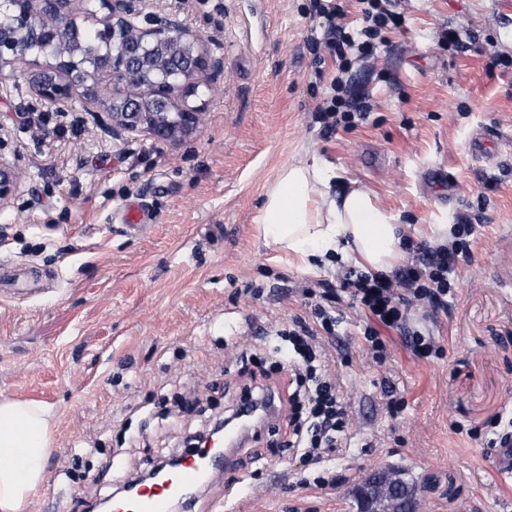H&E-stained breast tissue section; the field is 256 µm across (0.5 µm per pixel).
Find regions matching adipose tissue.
Returning <instances> with one entry per match:
<instances>
[{
  "instance_id": "1",
  "label": "adipose tissue",
  "mask_w": 512,
  "mask_h": 512,
  "mask_svg": "<svg viewBox=\"0 0 512 512\" xmlns=\"http://www.w3.org/2000/svg\"><path fill=\"white\" fill-rule=\"evenodd\" d=\"M334 179L330 166L316 157L282 167L264 189L259 236L307 265L336 255L367 271H389L405 254L396 216L376 202L371 189H338ZM53 428L49 405L0 399V448L24 449L29 461L22 478L0 465V512H29L43 484Z\"/></svg>"
}]
</instances>
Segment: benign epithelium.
Masks as SVG:
<instances>
[{
    "mask_svg": "<svg viewBox=\"0 0 512 512\" xmlns=\"http://www.w3.org/2000/svg\"><path fill=\"white\" fill-rule=\"evenodd\" d=\"M16 7L13 24L0 26V79L3 69L11 74L30 57L43 54L49 47H68L73 52L75 27L61 24L60 5L64 0H12ZM92 16L103 30L112 33L116 52L107 49L93 55L94 72L123 84L130 92H119L110 104H100L94 86L87 84L85 70L77 64L59 61L30 82L32 98L25 106L32 114L47 108L61 117L82 104L85 115L77 122L88 132H104L112 138H133L146 133L161 141L176 143L197 129L203 112L187 104L200 86L214 94L224 75V58L210 53L202 36L190 30L178 14L145 11L144 0H95ZM177 52L182 79L170 83L164 79L145 81V74L165 70L166 54ZM19 189V170L15 163L0 155V207L7 205ZM382 509H375L370 498L361 504V512H397L396 496L385 488Z\"/></svg>",
    "mask_w": 512,
    "mask_h": 512,
    "instance_id": "7a95c632",
    "label": "benign epithelium"
}]
</instances>
